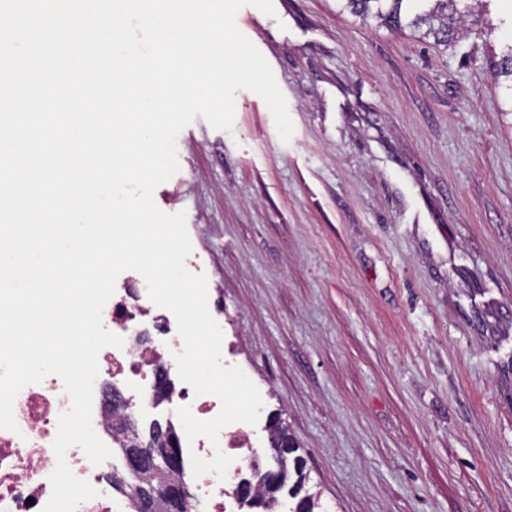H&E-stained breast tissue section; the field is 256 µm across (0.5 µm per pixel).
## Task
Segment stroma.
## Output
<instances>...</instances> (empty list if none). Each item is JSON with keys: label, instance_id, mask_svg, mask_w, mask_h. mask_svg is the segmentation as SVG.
Masks as SVG:
<instances>
[{"label": "stroma", "instance_id": "1", "mask_svg": "<svg viewBox=\"0 0 512 512\" xmlns=\"http://www.w3.org/2000/svg\"><path fill=\"white\" fill-rule=\"evenodd\" d=\"M242 7L284 93L196 118L154 192L186 215L233 355L323 512H512V0L442 46L336 0Z\"/></svg>", "mask_w": 512, "mask_h": 512}]
</instances>
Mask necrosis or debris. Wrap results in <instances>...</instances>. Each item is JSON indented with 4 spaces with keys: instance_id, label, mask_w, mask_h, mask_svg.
<instances>
[{
    "instance_id": "obj_1",
    "label": "necrosis or debris",
    "mask_w": 512,
    "mask_h": 512,
    "mask_svg": "<svg viewBox=\"0 0 512 512\" xmlns=\"http://www.w3.org/2000/svg\"><path fill=\"white\" fill-rule=\"evenodd\" d=\"M137 318L157 325L158 335H151L143 327H132V320ZM102 323L108 331H121L124 339L123 347L100 351L94 385L92 424L109 448H116L117 443L107 401L112 392L124 388L137 392V401L130 405L137 413L163 402L176 408L189 407L200 420L212 419L219 413L221 405L215 395L195 394L190 385H182L164 399L148 386V377L158 366L174 365V355L182 350L183 342L173 333L177 326L174 315L157 308L149 299L147 288L116 289L103 308ZM70 406L64 383L56 375L46 376L18 393L13 405L17 428L0 429V512H43L52 494L49 476L56 465L52 443L58 418ZM177 440L182 456L193 453L209 459L219 451L233 459L225 477L211 472L197 477L195 500L199 512H244L235 497V488L247 479L259 452L260 438L254 426L231 423L220 431L214 443L204 437L188 440L182 432ZM66 462L77 478L89 482L97 492L95 498L81 503L77 512H134L129 496L115 488L111 462L93 465L76 445L67 450Z\"/></svg>"
}]
</instances>
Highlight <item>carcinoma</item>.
I'll use <instances>...</instances> for the list:
<instances>
[{
  "label": "carcinoma",
  "mask_w": 512,
  "mask_h": 512,
  "mask_svg": "<svg viewBox=\"0 0 512 512\" xmlns=\"http://www.w3.org/2000/svg\"><path fill=\"white\" fill-rule=\"evenodd\" d=\"M339 11L365 21L369 18L378 24L396 31L409 30L411 34L422 38L431 37L438 44L448 45L462 36L461 12L458 9L460 0H336ZM154 430L136 427L132 430L124 428L118 438L120 445L119 463L122 471L126 468V453L132 444L149 442ZM271 448L275 452L277 476L280 486L288 487V497L296 500L289 512H315L318 506V495L302 493L305 483L304 462L301 458H293V464H287L288 456L297 448L293 439L289 438L286 429L280 422L272 424ZM257 494L253 508L262 512H274L273 507L279 503L278 493L271 486L259 479Z\"/></svg>",
  "instance_id": "carcinoma-1"
}]
</instances>
